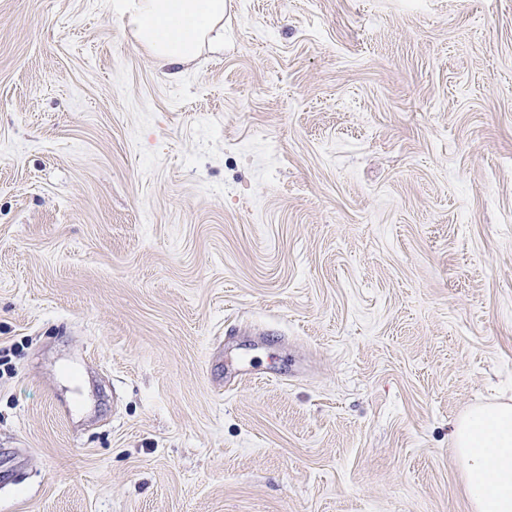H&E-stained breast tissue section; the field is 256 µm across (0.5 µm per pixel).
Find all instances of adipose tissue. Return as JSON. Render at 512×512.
<instances>
[{
    "label": "adipose tissue",
    "instance_id": "1",
    "mask_svg": "<svg viewBox=\"0 0 512 512\" xmlns=\"http://www.w3.org/2000/svg\"><path fill=\"white\" fill-rule=\"evenodd\" d=\"M225 0H110L114 16L162 65L180 67L224 44ZM452 440L474 512H512V405L458 417Z\"/></svg>",
    "mask_w": 512,
    "mask_h": 512
}]
</instances>
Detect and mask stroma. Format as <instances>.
<instances>
[{
	"instance_id": "stroma-1",
	"label": "stroma",
	"mask_w": 512,
	"mask_h": 512,
	"mask_svg": "<svg viewBox=\"0 0 512 512\" xmlns=\"http://www.w3.org/2000/svg\"><path fill=\"white\" fill-rule=\"evenodd\" d=\"M0 357V512H472L512 0H227L175 76L109 0H0Z\"/></svg>"
}]
</instances>
